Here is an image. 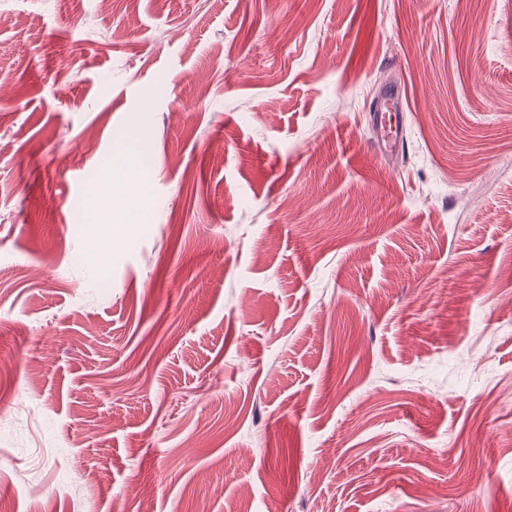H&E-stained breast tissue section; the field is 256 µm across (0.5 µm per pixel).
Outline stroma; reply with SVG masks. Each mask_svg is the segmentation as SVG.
I'll return each instance as SVG.
<instances>
[{"instance_id":"obj_1","label":"stroma","mask_w":512,"mask_h":512,"mask_svg":"<svg viewBox=\"0 0 512 512\" xmlns=\"http://www.w3.org/2000/svg\"><path fill=\"white\" fill-rule=\"evenodd\" d=\"M2 392L0 512H512V0H0ZM389 93L393 96V98L386 101L382 109L377 112V120L385 132L384 141L386 144H382L384 151L394 153L398 150L400 142L403 141V128L396 125L395 130H393V126L391 124V116L389 115L387 121L386 114H389L388 112H392L393 109L396 110V105L399 103L397 94L394 91H389ZM388 127L389 130H387Z\"/></svg>"}]
</instances>
